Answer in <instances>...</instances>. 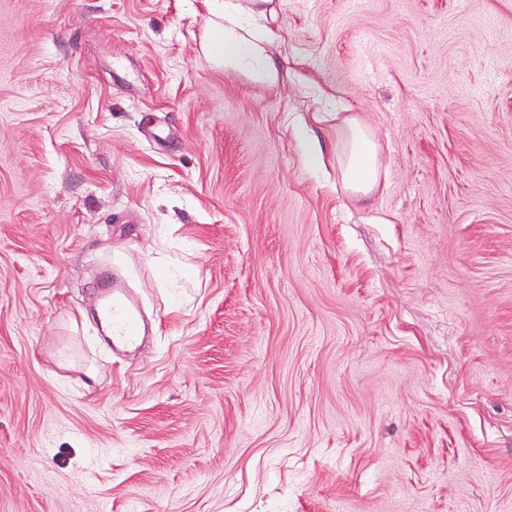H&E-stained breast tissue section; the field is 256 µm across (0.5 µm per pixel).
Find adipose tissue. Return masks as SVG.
Returning a JSON list of instances; mask_svg holds the SVG:
<instances>
[{"label":"adipose tissue","mask_w":512,"mask_h":512,"mask_svg":"<svg viewBox=\"0 0 512 512\" xmlns=\"http://www.w3.org/2000/svg\"><path fill=\"white\" fill-rule=\"evenodd\" d=\"M211 15L221 19L218 37L207 46V52L225 69L235 70L246 57L261 56L260 44L270 36L263 11L243 4L242 0H204ZM349 135L345 154L343 181L353 193L365 195L378 180L375 146L356 119L341 121Z\"/></svg>","instance_id":"ef3b65f1"}]
</instances>
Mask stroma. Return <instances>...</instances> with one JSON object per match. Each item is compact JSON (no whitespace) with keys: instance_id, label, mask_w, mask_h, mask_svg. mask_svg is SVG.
Segmentation results:
<instances>
[{"instance_id":"35a3bbf8","label":"stroma","mask_w":512,"mask_h":512,"mask_svg":"<svg viewBox=\"0 0 512 512\" xmlns=\"http://www.w3.org/2000/svg\"><path fill=\"white\" fill-rule=\"evenodd\" d=\"M263 8L0 0V512H512V0ZM204 2L211 15L217 19L224 18V26L208 18L210 25L219 32L218 37L207 44L210 57L224 66L225 70L238 69L246 57H261L262 49L258 43L271 35L264 23L266 17L263 11L246 6L240 0H204ZM235 28L243 30L248 37L237 33ZM340 119L337 113L336 120ZM350 135L345 154L343 181L347 189L355 194L366 195L372 191L378 180V166L375 146L368 134L355 118H341ZM112 289V302L105 303L103 310L108 319L112 320V330L116 336L125 341L133 342L138 335L133 312L134 299L129 292L124 291L114 297Z\"/></svg>"}]
</instances>
